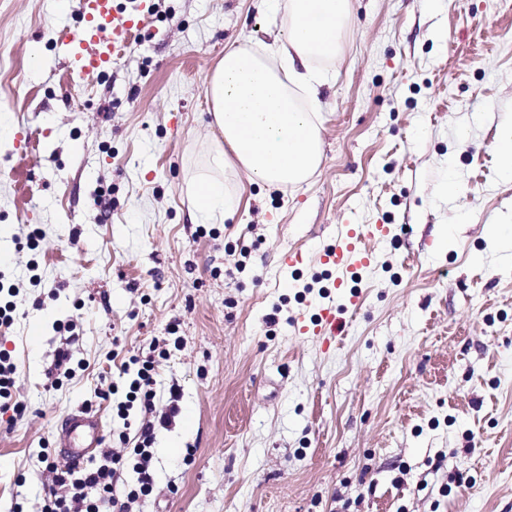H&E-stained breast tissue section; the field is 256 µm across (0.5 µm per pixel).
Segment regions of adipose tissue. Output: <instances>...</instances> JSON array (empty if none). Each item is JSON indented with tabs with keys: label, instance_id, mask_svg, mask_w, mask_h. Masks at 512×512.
<instances>
[{
	"label": "adipose tissue",
	"instance_id": "adipose-tissue-1",
	"mask_svg": "<svg viewBox=\"0 0 512 512\" xmlns=\"http://www.w3.org/2000/svg\"><path fill=\"white\" fill-rule=\"evenodd\" d=\"M283 14L280 47L246 39L224 52L205 79L210 103L211 174L187 184L196 218L229 216L240 199L222 177L243 171L249 182L294 189L306 183L322 160L318 90L327 81L322 61L336 60L352 0H264Z\"/></svg>",
	"mask_w": 512,
	"mask_h": 512
}]
</instances>
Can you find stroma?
<instances>
[{"mask_svg":"<svg viewBox=\"0 0 512 512\" xmlns=\"http://www.w3.org/2000/svg\"><path fill=\"white\" fill-rule=\"evenodd\" d=\"M56 2L0 0V350L24 405L0 412V512H39L40 452L73 408L99 411L125 454L120 366L174 321L154 374L170 422L130 512H512V248L487 235L512 222L494 150L512 0H352L318 172L293 191L233 178L240 209L216 224L194 223L186 195L208 163L205 77L226 45L272 43L283 16L142 0L128 51L70 83L60 43L80 16ZM347 224L389 233L348 274L357 302L326 347L298 322L327 297L320 257Z\"/></svg>","mask_w":512,"mask_h":512,"instance_id":"35a3bbf8","label":"stroma"}]
</instances>
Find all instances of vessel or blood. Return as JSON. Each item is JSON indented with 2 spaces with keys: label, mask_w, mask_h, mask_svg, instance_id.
I'll return each mask as SVG.
<instances>
[{
  "label": "vessel or blood",
  "mask_w": 512,
  "mask_h": 512,
  "mask_svg": "<svg viewBox=\"0 0 512 512\" xmlns=\"http://www.w3.org/2000/svg\"><path fill=\"white\" fill-rule=\"evenodd\" d=\"M83 26L77 39L67 41L65 54L69 64L83 74H98L109 68L132 43L139 25L136 16L124 13L114 0H78ZM384 224H350L335 245L324 251L321 261L336 269L334 288L345 285L347 271L370 266L373 260L363 242L368 238L387 236ZM303 330L323 343L335 342L342 331L334 303L322 305ZM104 441V425L100 415L85 408L73 409L63 418L56 436V446L66 463L79 464Z\"/></svg>",
  "instance_id": "1"
}]
</instances>
